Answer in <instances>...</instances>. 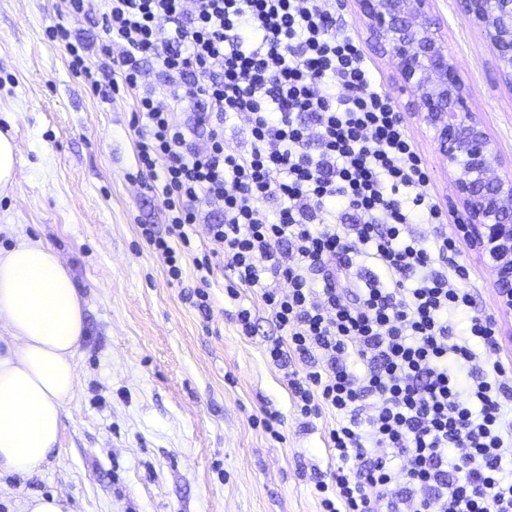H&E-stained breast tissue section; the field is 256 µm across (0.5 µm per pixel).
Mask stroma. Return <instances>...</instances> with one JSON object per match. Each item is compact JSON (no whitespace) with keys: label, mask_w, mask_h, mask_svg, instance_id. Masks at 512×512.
<instances>
[{"label":"stroma","mask_w":512,"mask_h":512,"mask_svg":"<svg viewBox=\"0 0 512 512\" xmlns=\"http://www.w3.org/2000/svg\"><path fill=\"white\" fill-rule=\"evenodd\" d=\"M342 21L363 42L378 82L399 94L391 66L367 40L354 6ZM448 24V48L462 68L471 106L501 153L512 156V92L499 86L492 55L453 0H436ZM64 25L89 46L86 63L112 76L101 55L100 15L69 14L64 0H0V128L11 125L19 150L16 188L0 196V249L27 238L53 247L84 301L85 333L76 351L78 383L47 460L23 474L0 476V512H24L28 500L65 497L71 512H320L315 477L336 467L328 444L331 415L305 422L283 370L266 349L279 332L255 289L240 303L224 293L228 272L216 266L211 311L183 298L196 272L185 264L171 282L163 257L139 234H165L156 193L137 180V102L151 92L168 100L159 63L133 90L96 93L70 66L48 31ZM414 136L440 203L452 194L436 145L414 119ZM477 309L496 314L493 273L471 249ZM256 329L244 336L239 306ZM502 359L512 323L498 318ZM278 411L281 439L264 432V411Z\"/></svg>","instance_id":"obj_1"}]
</instances>
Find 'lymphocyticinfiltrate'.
<instances>
[{"label": "lymphocytic infiltrate", "instance_id": "1", "mask_svg": "<svg viewBox=\"0 0 512 512\" xmlns=\"http://www.w3.org/2000/svg\"><path fill=\"white\" fill-rule=\"evenodd\" d=\"M105 5L101 50L125 87L153 58L173 100L207 106L200 149L173 109L139 99V174L168 224L141 235L171 279L192 261L184 298L200 311L214 258L229 299L257 289L281 332L267 355L287 369L297 411L334 417L336 468L314 484L322 512H512V366L472 346L499 352L495 319L476 309L462 242L335 4ZM212 206L222 215L197 256L188 230Z\"/></svg>", "mask_w": 512, "mask_h": 512}]
</instances>
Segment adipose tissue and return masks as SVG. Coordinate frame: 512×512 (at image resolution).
Returning <instances> with one entry per match:
<instances>
[{
	"instance_id": "ef3b65f1",
	"label": "adipose tissue",
	"mask_w": 512,
	"mask_h": 512,
	"mask_svg": "<svg viewBox=\"0 0 512 512\" xmlns=\"http://www.w3.org/2000/svg\"><path fill=\"white\" fill-rule=\"evenodd\" d=\"M0 322L14 339L0 354V472L23 474L58 442L84 333V303L51 246L0 250Z\"/></svg>"
}]
</instances>
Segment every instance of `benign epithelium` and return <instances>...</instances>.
Returning a JSON list of instances; mask_svg holds the SVG:
<instances>
[{"label":"benign epithelium","instance_id":"obj_1","mask_svg":"<svg viewBox=\"0 0 512 512\" xmlns=\"http://www.w3.org/2000/svg\"><path fill=\"white\" fill-rule=\"evenodd\" d=\"M369 40L393 64L406 111L437 145L452 181L448 213L477 256L495 271L502 315H512V161L505 160L464 79L434 0H354ZM492 53L498 84L512 90V0H455Z\"/></svg>","mask_w":512,"mask_h":512}]
</instances>
